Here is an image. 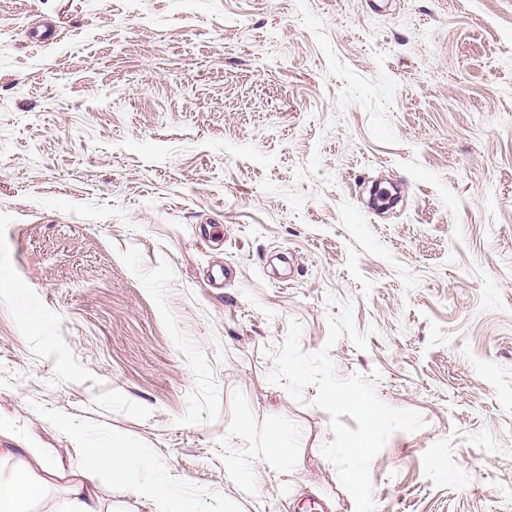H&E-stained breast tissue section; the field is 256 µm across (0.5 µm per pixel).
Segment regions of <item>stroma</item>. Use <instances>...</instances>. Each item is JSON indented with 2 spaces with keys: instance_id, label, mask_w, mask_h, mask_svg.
Masks as SVG:
<instances>
[{
  "instance_id": "1",
  "label": "stroma",
  "mask_w": 512,
  "mask_h": 512,
  "mask_svg": "<svg viewBox=\"0 0 512 512\" xmlns=\"http://www.w3.org/2000/svg\"><path fill=\"white\" fill-rule=\"evenodd\" d=\"M293 320L425 420L376 512H512V0H0V432L50 498L108 444L112 512H355ZM137 494L156 506L154 512H193L189 505L170 490H165L164 483L141 485Z\"/></svg>"
}]
</instances>
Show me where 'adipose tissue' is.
Listing matches in <instances>:
<instances>
[{"label": "adipose tissue", "instance_id": "adipose-tissue-1", "mask_svg": "<svg viewBox=\"0 0 512 512\" xmlns=\"http://www.w3.org/2000/svg\"><path fill=\"white\" fill-rule=\"evenodd\" d=\"M0 457L12 464L10 477L0 483V512H28L29 505L47 496V478L56 462L45 457L0 448ZM136 454L117 448L89 449L82 469L75 474L68 498L59 501L53 512H102L96 481L99 474L122 476Z\"/></svg>", "mask_w": 512, "mask_h": 512}]
</instances>
